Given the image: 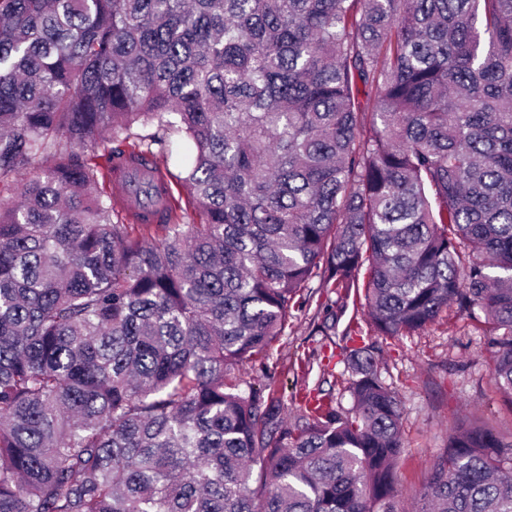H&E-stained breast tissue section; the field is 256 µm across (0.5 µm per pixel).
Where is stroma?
Instances as JSON below:
<instances>
[{
  "instance_id": "obj_1",
  "label": "stroma",
  "mask_w": 512,
  "mask_h": 512,
  "mask_svg": "<svg viewBox=\"0 0 512 512\" xmlns=\"http://www.w3.org/2000/svg\"><path fill=\"white\" fill-rule=\"evenodd\" d=\"M337 299L320 280H311L263 363L247 362L243 368L255 382L272 381L292 409L317 399H331L347 409L346 354L376 343L381 377L402 407L405 451L396 476L399 506H406L429 480L459 419H479L503 441H512V404L491 379L492 359L476 320L452 306L423 329L380 336L365 307H350L335 335H323L326 307Z\"/></svg>"
}]
</instances>
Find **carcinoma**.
Listing matches in <instances>:
<instances>
[{"label": "carcinoma", "mask_w": 512, "mask_h": 512, "mask_svg": "<svg viewBox=\"0 0 512 512\" xmlns=\"http://www.w3.org/2000/svg\"><path fill=\"white\" fill-rule=\"evenodd\" d=\"M117 140L190 142L200 221H112ZM0 182V512H399L374 344L348 411L230 377L315 277L380 336L479 308L512 404V0H0ZM412 512H512V442L460 424Z\"/></svg>", "instance_id": "1"}]
</instances>
